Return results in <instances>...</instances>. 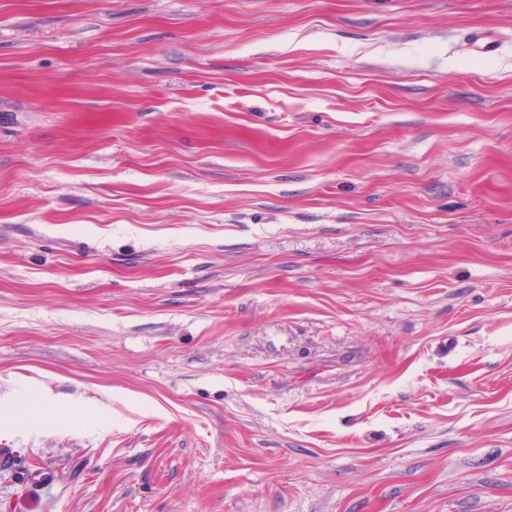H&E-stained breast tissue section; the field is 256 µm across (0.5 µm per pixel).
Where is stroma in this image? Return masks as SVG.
<instances>
[{
    "label": "stroma",
    "mask_w": 512,
    "mask_h": 512,
    "mask_svg": "<svg viewBox=\"0 0 512 512\" xmlns=\"http://www.w3.org/2000/svg\"><path fill=\"white\" fill-rule=\"evenodd\" d=\"M0 448V512H512V0H0Z\"/></svg>",
    "instance_id": "1"
}]
</instances>
